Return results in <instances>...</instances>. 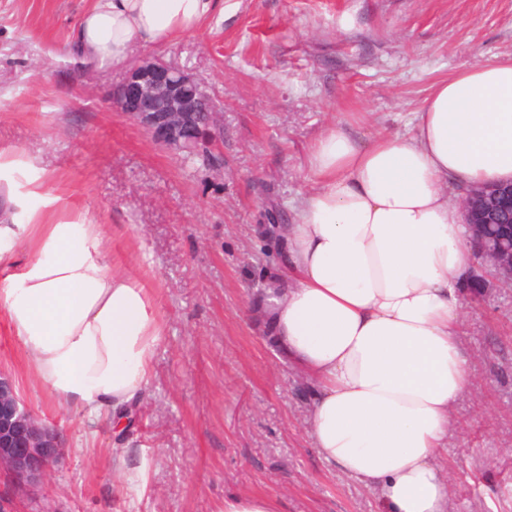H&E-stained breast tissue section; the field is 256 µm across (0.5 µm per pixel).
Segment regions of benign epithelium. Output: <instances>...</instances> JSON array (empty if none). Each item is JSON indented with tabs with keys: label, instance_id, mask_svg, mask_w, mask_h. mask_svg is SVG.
Returning a JSON list of instances; mask_svg holds the SVG:
<instances>
[{
	"label": "benign epithelium",
	"instance_id": "benign-epithelium-1",
	"mask_svg": "<svg viewBox=\"0 0 512 512\" xmlns=\"http://www.w3.org/2000/svg\"><path fill=\"white\" fill-rule=\"evenodd\" d=\"M110 103L152 139L175 154L215 147L223 113L206 86L191 73L159 58H143L127 72ZM487 224L512 223V184L498 189L486 205ZM495 278L512 284V247L481 251ZM64 455L61 432L40 421L17 396L9 375L0 372V473L20 495L41 489Z\"/></svg>",
	"mask_w": 512,
	"mask_h": 512
}]
</instances>
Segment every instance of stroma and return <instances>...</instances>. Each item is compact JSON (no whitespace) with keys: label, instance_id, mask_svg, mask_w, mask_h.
<instances>
[{"label":"stroma","instance_id":"35a3bbf8","mask_svg":"<svg viewBox=\"0 0 512 512\" xmlns=\"http://www.w3.org/2000/svg\"><path fill=\"white\" fill-rule=\"evenodd\" d=\"M91 3L0 0V152L40 153L18 189L33 181L57 211H88L116 266H151L164 338L118 431L54 407L0 317V371L66 441L23 512H224L226 495L257 493L284 512H379L312 449L308 381L270 352L250 283L279 259L266 226L295 223L313 187L321 132L353 118L367 141L406 134L436 81L512 54V0H220L195 32L131 53L189 70L222 112L218 148L193 164L111 108L126 68L80 63ZM460 292L471 381L443 455L448 512H512V288L474 263ZM116 448L128 474L112 468Z\"/></svg>","mask_w":512,"mask_h":512}]
</instances>
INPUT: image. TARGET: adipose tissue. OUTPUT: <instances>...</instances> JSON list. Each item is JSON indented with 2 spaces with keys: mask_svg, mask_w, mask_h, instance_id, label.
I'll return each mask as SVG.
<instances>
[{
  "mask_svg": "<svg viewBox=\"0 0 512 512\" xmlns=\"http://www.w3.org/2000/svg\"><path fill=\"white\" fill-rule=\"evenodd\" d=\"M218 0H93L75 48L93 68L195 31ZM316 184L279 225L283 297L266 299L310 378L319 458L373 489L381 512H448L441 463L469 385L456 280L473 259L452 186L512 181V55L437 81L406 135L366 141L344 122L308 151ZM33 186L0 193V315L52 402L125 414L151 379L164 326L145 275L113 267L101 224L56 218Z\"/></svg>",
  "mask_w": 512,
  "mask_h": 512,
  "instance_id": "adipose-tissue-1",
  "label": "adipose tissue"
}]
</instances>
